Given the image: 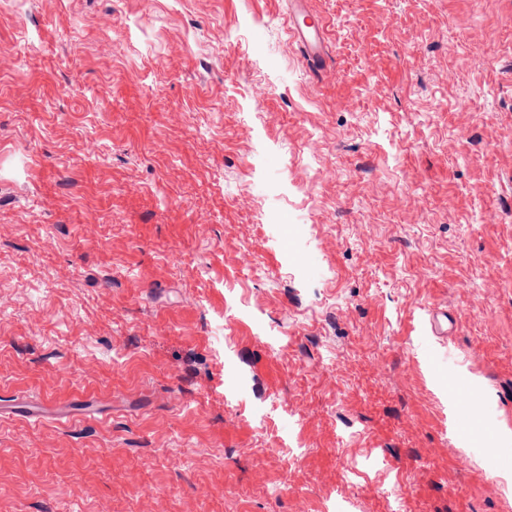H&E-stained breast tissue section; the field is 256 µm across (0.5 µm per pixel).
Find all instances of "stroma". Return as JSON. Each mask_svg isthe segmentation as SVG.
Masks as SVG:
<instances>
[{
  "instance_id": "1",
  "label": "stroma",
  "mask_w": 512,
  "mask_h": 512,
  "mask_svg": "<svg viewBox=\"0 0 512 512\" xmlns=\"http://www.w3.org/2000/svg\"><path fill=\"white\" fill-rule=\"evenodd\" d=\"M0 0V512L512 507V0ZM294 2L297 7L288 15V33L294 42L305 48V60L315 65L323 54V27L314 22L306 23L304 19L300 22L297 16L303 11L298 7L300 1Z\"/></svg>"
}]
</instances>
